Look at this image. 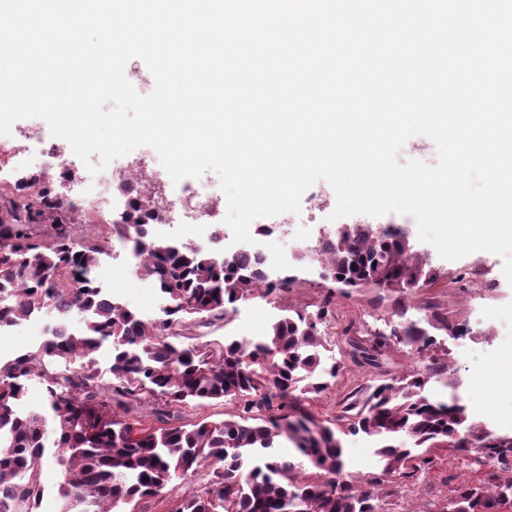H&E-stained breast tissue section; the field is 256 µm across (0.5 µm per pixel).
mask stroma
Returning a JSON list of instances; mask_svg holds the SVG:
<instances>
[{"label":"stroma","instance_id":"1","mask_svg":"<svg viewBox=\"0 0 512 512\" xmlns=\"http://www.w3.org/2000/svg\"><path fill=\"white\" fill-rule=\"evenodd\" d=\"M383 224H403L402 217L389 213L379 218ZM411 244L437 270L439 278L432 288L411 297L386 295L382 303H375V291L363 290L349 297H337L336 310L321 330L334 336L348 320H355L373 328L377 319L389 317L397 306H404L413 320L425 317L423 302L431 301L447 312L449 318L464 327L462 334H438L442 350L448 353V362L454 375L452 381L431 383L429 394L436 399L457 397L465 404L473 421L483 423L498 434L512 433V285L505 280L500 256L489 252H475L458 260L439 256L431 244L420 241L413 224H403ZM101 262L111 269V276L102 281L105 292L118 298L142 319L155 320L162 315L165 303L153 284L136 273L135 261L124 262L112 250H105ZM298 283L289 300L271 301L253 298L241 302L233 319L225 324L196 325L187 330L191 341L205 343L223 340L224 336L264 335L270 325L285 315L289 304L314 303L320 299L328 283L306 263H296L292 269ZM82 315L70 312L61 317L52 305H44L34 315L29 326L13 335L0 336V363H8L18 356L36 350L48 337L47 329L61 321L78 325ZM372 377L369 369L347 365L335 385L311 403L319 417L335 415L337 404L344 395ZM345 470L362 481L378 473L380 462L374 453L376 443L363 435H348L343 439ZM474 479L475 472L464 457H449L442 475L421 480L413 492L392 498L390 512H416L426 507L428 512H439L449 487L444 477ZM211 478L209 469L202 468L175 480L174 491L164 498H148L138 502L135 512H175L181 498L203 489Z\"/></svg>","mask_w":512,"mask_h":512}]
</instances>
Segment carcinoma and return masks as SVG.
I'll return each instance as SVG.
<instances>
[{
	"label": "carcinoma",
	"instance_id": "cac0c4a2",
	"mask_svg": "<svg viewBox=\"0 0 512 512\" xmlns=\"http://www.w3.org/2000/svg\"><path fill=\"white\" fill-rule=\"evenodd\" d=\"M14 199L0 195V322L25 319L48 300L63 313L85 317L59 324L54 340L0 366V512H33L42 495L40 470L47 448L63 467L60 512H113L173 491V482L207 467L208 486L181 501L176 512H386L399 496L386 473L409 491L440 468L435 448L469 458L476 480H462L442 512H498L512 502V435L467 424V407L454 397L433 400L431 381L452 376L437 339L405 311L391 313L386 328L369 331L353 321L340 336L357 366L381 368L395 349L418 364L399 376L358 386L344 396L336 415L319 420L305 401L325 392L344 369L328 368V345L319 325L335 311L336 293L379 288L411 294L419 277L436 272L394 227L353 224L326 244L333 287L313 310L288 306V315L259 338L226 336L212 344L185 343L184 330L229 322L239 302L260 296L289 298L298 277L264 287L254 259L225 261L192 243L161 245L151 227L163 214L148 196L132 198L127 223L115 235L132 244L138 272L151 279L166 301L164 319L144 321L102 293L92 276L107 240L75 243V209L55 188L35 178ZM46 226L52 234L35 238ZM426 322L451 335L464 331L427 301ZM112 344V382L103 385L93 365L102 341ZM79 367H74L75 363ZM46 386L45 411L19 413L26 384ZM151 400L156 423L145 424L134 407ZM229 402L219 422H180L179 408ZM481 434L470 448L461 429ZM362 433L377 441L380 474L358 484L344 473L342 436ZM288 440L294 455L278 451Z\"/></svg>",
	"mask_w": 512,
	"mask_h": 512
}]
</instances>
